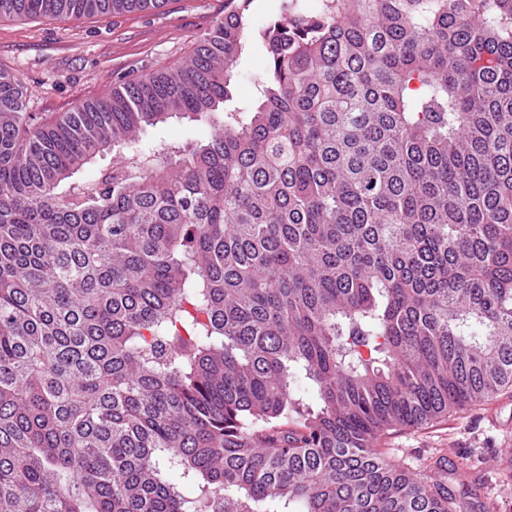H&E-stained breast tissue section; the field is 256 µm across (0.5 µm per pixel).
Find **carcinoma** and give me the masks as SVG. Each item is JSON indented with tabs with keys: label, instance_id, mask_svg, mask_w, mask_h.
I'll use <instances>...</instances> for the list:
<instances>
[{
	"label": "carcinoma",
	"instance_id": "cac0c4a2",
	"mask_svg": "<svg viewBox=\"0 0 512 512\" xmlns=\"http://www.w3.org/2000/svg\"><path fill=\"white\" fill-rule=\"evenodd\" d=\"M251 2L61 118L0 72V512H463L375 442L512 387V0ZM280 0H252L248 14L257 30L275 19L279 14ZM266 54L258 37H254L250 46L242 54L238 63V78L232 89L231 101L226 106L243 105L251 100L253 95V77L264 70ZM196 134L197 129L194 122H190L188 119L174 118L156 128H148L144 139L152 145L159 146L163 142L185 141Z\"/></svg>",
	"mask_w": 512,
	"mask_h": 512
}]
</instances>
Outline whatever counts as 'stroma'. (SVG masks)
Instances as JSON below:
<instances>
[{
    "label": "stroma",
    "mask_w": 512,
    "mask_h": 512,
    "mask_svg": "<svg viewBox=\"0 0 512 512\" xmlns=\"http://www.w3.org/2000/svg\"><path fill=\"white\" fill-rule=\"evenodd\" d=\"M224 15V0H168L148 13L53 22L0 18V70L21 79L27 109L62 115L133 78L184 58ZM266 54L253 39L238 63L232 105L251 100ZM404 469L439 462L466 512H512V391L377 441Z\"/></svg>",
    "instance_id": "stroma-1"
}]
</instances>
